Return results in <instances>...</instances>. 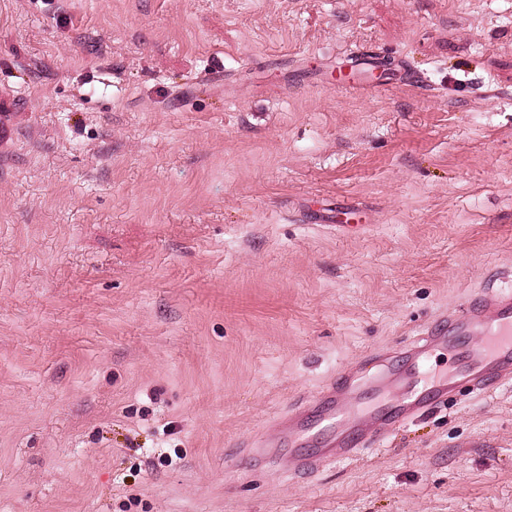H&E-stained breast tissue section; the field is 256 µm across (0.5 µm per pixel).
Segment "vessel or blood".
Wrapping results in <instances>:
<instances>
[{
  "label": "vessel or blood",
  "mask_w": 512,
  "mask_h": 512,
  "mask_svg": "<svg viewBox=\"0 0 512 512\" xmlns=\"http://www.w3.org/2000/svg\"><path fill=\"white\" fill-rule=\"evenodd\" d=\"M461 336L471 340L457 352L470 392L491 395L501 380L512 377V288L491 287L470 295L422 330L412 347L423 358L430 348L452 345ZM365 388L378 397V404L361 415L351 412L349 401ZM454 390L451 377L436 381L414 370L405 375L382 371L366 383L353 377L345 393L330 383L320 393L326 404L319 412H312L311 400L298 402L251 446L249 455L259 462L289 446L296 450L289 458L290 472L312 473L324 461L356 457L361 447L380 437L382 427L414 420L431 405L444 403ZM314 441L319 448L312 453L308 446Z\"/></svg>",
  "instance_id": "obj_1"
}]
</instances>
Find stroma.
<instances>
[{"label": "stroma", "mask_w": 512, "mask_h": 512, "mask_svg": "<svg viewBox=\"0 0 512 512\" xmlns=\"http://www.w3.org/2000/svg\"><path fill=\"white\" fill-rule=\"evenodd\" d=\"M507 270L512 0H0V512H512V380L246 449ZM349 392H337L334 383H329L323 390L310 399L298 402L288 410V414L278 426L249 448V455L261 462L270 455L280 453L288 442L291 448H307L315 436H320L316 445L320 448L314 453L291 455L288 448L289 471L315 472L326 460L354 458L361 447L374 441L383 433L380 427L391 422L402 424L414 420L432 406L444 403L454 392V380L448 375L436 383L427 374H419L415 369L405 375H395L386 371L373 375L365 384L371 394L380 399L394 386L412 383L410 392H403L397 401H385L379 405L365 408L364 418L348 408V402L356 400L362 391V382L349 375ZM433 400L430 401L429 395ZM317 399H325L326 405L315 415L310 414L311 406Z\"/></svg>", "instance_id": "1"}]
</instances>
